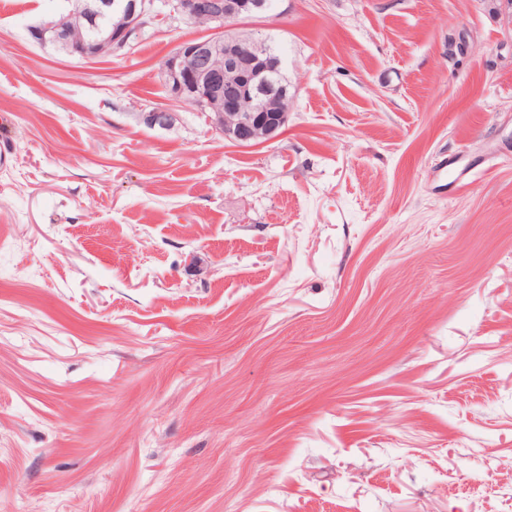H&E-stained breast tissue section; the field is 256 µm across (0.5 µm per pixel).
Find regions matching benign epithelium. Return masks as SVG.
Returning <instances> with one entry per match:
<instances>
[{"label": "benign epithelium", "instance_id": "7a95c632", "mask_svg": "<svg viewBox=\"0 0 512 512\" xmlns=\"http://www.w3.org/2000/svg\"><path fill=\"white\" fill-rule=\"evenodd\" d=\"M65 15L33 29L42 44L51 43L77 58L117 54L137 40L161 14L185 23L202 20L208 26L226 28L243 15L270 12L273 0H69ZM171 100L192 103L208 117L225 140L256 145L278 138L288 124L289 86L285 79L271 81L282 72V58L260 38L240 39L229 34L184 41L167 55L159 68ZM252 99L258 108L243 112L240 102ZM150 127H165L172 113L153 108L139 113Z\"/></svg>", "mask_w": 512, "mask_h": 512}]
</instances>
